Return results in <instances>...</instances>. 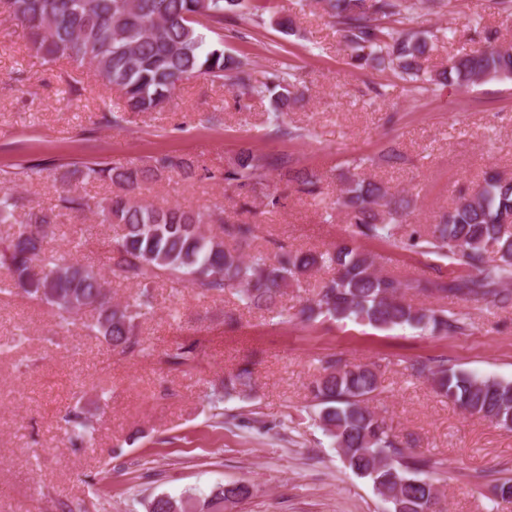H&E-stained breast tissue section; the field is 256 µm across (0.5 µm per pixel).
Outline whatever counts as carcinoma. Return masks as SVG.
<instances>
[{
	"instance_id": "obj_1",
	"label": "carcinoma",
	"mask_w": 512,
	"mask_h": 512,
	"mask_svg": "<svg viewBox=\"0 0 512 512\" xmlns=\"http://www.w3.org/2000/svg\"><path fill=\"white\" fill-rule=\"evenodd\" d=\"M5 12L29 34L44 62L66 58L88 68L105 84L120 90L132 112H152L161 107L177 85L196 74L225 81L241 98H270L274 118L298 103L296 74L274 69L254 83L248 63L224 51V38L207 41L196 25L199 18L222 25L245 14L264 22L267 4L252 0H0ZM415 0H323V9L345 32L351 64L388 67L405 81L418 82L424 74L422 60L430 43L426 36L401 23L412 22ZM395 18L399 26L382 20ZM512 76V50L492 36L474 52L453 57L426 81L467 87ZM288 169V181L298 191L317 194L321 177L308 170H291L282 157L260 156L243 146L224 169V182L247 198L262 184L269 168ZM193 161L161 156L148 166L114 165L106 160L69 171L87 180H108L118 187L98 204L102 221L122 227L109 257L111 275L137 287L133 302L109 306L105 279L91 265L65 263L47 248V228L55 223V209L81 211L89 200L66 187L56 208L34 210L25 196L0 188V225L8 227L0 240V269L10 284L28 299L57 310L62 321L91 307L97 312L89 329L122 354L140 350L134 335L136 321L150 314L153 284L162 276L188 282L198 295L211 297L228 290L249 308L271 309L284 289L319 267L334 275L323 282L317 297L300 310L308 320L320 316L351 319L379 329L410 326L443 335H458L468 326L467 314L417 307L404 300L410 290L499 306L512 303V179L490 170L481 185L460 198L434 228L414 229L404 246L423 255L453 256L471 269L466 275L439 276L433 280H402L374 268L371 257L351 239L325 252H294L282 245L273 256L257 252L244 259L225 240L246 243L253 237L250 224H222L215 233L206 228L220 221V206L194 211L180 206L157 208L142 202L145 182L164 176L190 175ZM333 206L344 210L354 234L389 240L403 223V202L382 184L367 178L348 180ZM495 254L490 260L487 253ZM435 389L472 415L508 426L512 420V380L480 376L448 367L435 360L421 364ZM251 370L241 367L224 377L209 395L213 409L241 396L250 388ZM378 388V375L367 364L324 361L313 386L319 410L315 421L336 447L345 466L369 480L388 512H425L437 498V475L442 462L406 451L384 419L369 405ZM73 436L84 439L92 425L74 407L64 416ZM243 483L219 485L203 499L209 512H224V503L248 497ZM194 507L190 496L161 495L148 504V512H171L170 502Z\"/></svg>"
}]
</instances>
